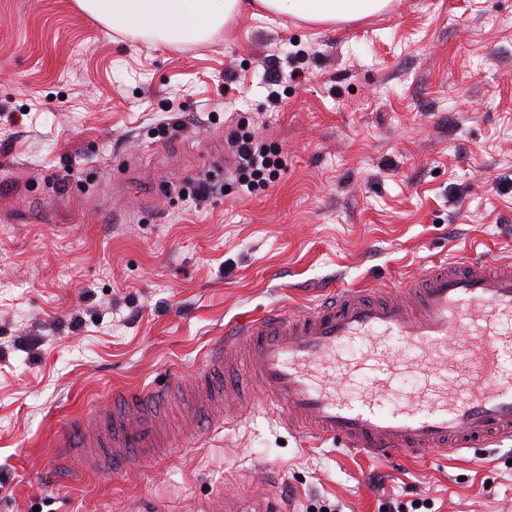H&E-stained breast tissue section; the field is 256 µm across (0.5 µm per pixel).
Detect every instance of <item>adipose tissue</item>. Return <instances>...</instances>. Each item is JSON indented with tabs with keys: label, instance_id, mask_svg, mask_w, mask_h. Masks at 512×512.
Masks as SVG:
<instances>
[{
	"label": "adipose tissue",
	"instance_id": "adipose-tissue-1",
	"mask_svg": "<svg viewBox=\"0 0 512 512\" xmlns=\"http://www.w3.org/2000/svg\"><path fill=\"white\" fill-rule=\"evenodd\" d=\"M264 10L315 23L351 20L383 10L388 0H255ZM107 26L149 28L179 43L205 37L239 7V0H78Z\"/></svg>",
	"mask_w": 512,
	"mask_h": 512
}]
</instances>
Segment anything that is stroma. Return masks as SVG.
Listing matches in <instances>:
<instances>
[{"mask_svg":"<svg viewBox=\"0 0 512 512\" xmlns=\"http://www.w3.org/2000/svg\"><path fill=\"white\" fill-rule=\"evenodd\" d=\"M285 165L246 191L215 144ZM512 252V0H390L315 24L235 12L171 45L77 0H0V512H512V442L413 460L289 430L259 399L102 477L82 409L191 382L224 329Z\"/></svg>","mask_w":512,"mask_h":512,"instance_id":"35a3bbf8","label":"stroma"}]
</instances>
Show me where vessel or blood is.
Segmentation results:
<instances>
[{"label":"vessel or blood","instance_id":"obj_1","mask_svg":"<svg viewBox=\"0 0 512 512\" xmlns=\"http://www.w3.org/2000/svg\"><path fill=\"white\" fill-rule=\"evenodd\" d=\"M356 357H343L351 345ZM512 256L479 253L428 268L405 296L343 288L306 314L280 311L225 330L180 395L188 415L220 416L258 393L288 428L338 438L373 456L445 453L512 439ZM418 385L400 394L398 381ZM369 379L350 395L346 383ZM170 390H129L110 412L79 413L58 447L94 452L105 474H129L173 446Z\"/></svg>","mask_w":512,"mask_h":512}]
</instances>
